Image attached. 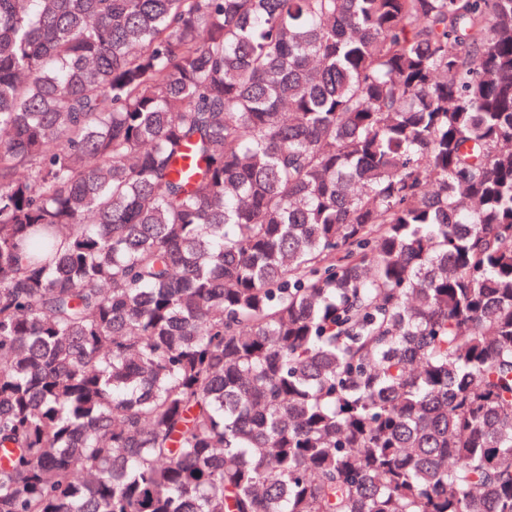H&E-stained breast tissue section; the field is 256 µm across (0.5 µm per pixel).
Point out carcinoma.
I'll return each instance as SVG.
<instances>
[{
  "label": "carcinoma",
  "mask_w": 512,
  "mask_h": 512,
  "mask_svg": "<svg viewBox=\"0 0 512 512\" xmlns=\"http://www.w3.org/2000/svg\"><path fill=\"white\" fill-rule=\"evenodd\" d=\"M0 512H512V0H0Z\"/></svg>",
  "instance_id": "carcinoma-1"
}]
</instances>
